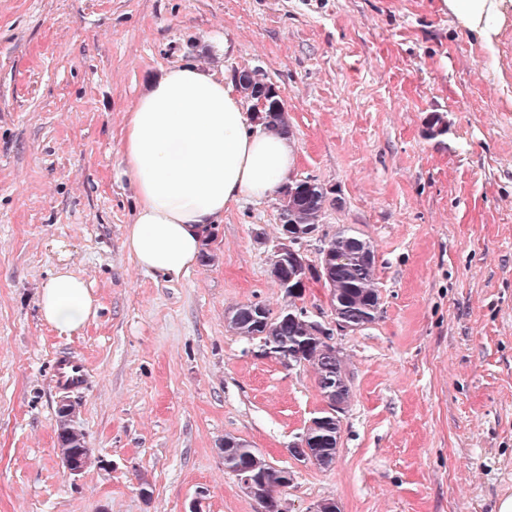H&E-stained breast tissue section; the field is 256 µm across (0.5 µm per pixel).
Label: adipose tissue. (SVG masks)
Here are the masks:
<instances>
[{"label":"adipose tissue","instance_id":"obj_1","mask_svg":"<svg viewBox=\"0 0 512 512\" xmlns=\"http://www.w3.org/2000/svg\"><path fill=\"white\" fill-rule=\"evenodd\" d=\"M443 3L488 43L512 14V0ZM120 153L121 174L136 197L124 246L144 272L177 279L196 266L208 232L226 211L245 199L264 201L286 181L295 143L252 121L217 72L174 64L135 100ZM38 305L62 336L81 330L98 310L85 281L66 266L44 283Z\"/></svg>","mask_w":512,"mask_h":512}]
</instances>
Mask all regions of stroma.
I'll use <instances>...</instances> for the list:
<instances>
[{
	"label": "stroma",
	"mask_w": 512,
	"mask_h": 512,
	"mask_svg": "<svg viewBox=\"0 0 512 512\" xmlns=\"http://www.w3.org/2000/svg\"><path fill=\"white\" fill-rule=\"evenodd\" d=\"M197 60L276 87L289 178L326 194L305 261L341 229L374 252L377 318L334 339L350 399L328 468L290 452L324 406L312 368L256 358L227 323L288 303L270 275L280 194L225 212L181 278L124 246L126 116ZM63 264L100 305L70 336L38 306ZM61 350L90 369L69 397L99 462L77 476L57 444ZM228 437L290 472L281 512H497L512 495V16L489 46L441 0H0V512H260L224 468Z\"/></svg>",
	"instance_id": "stroma-1"
}]
</instances>
